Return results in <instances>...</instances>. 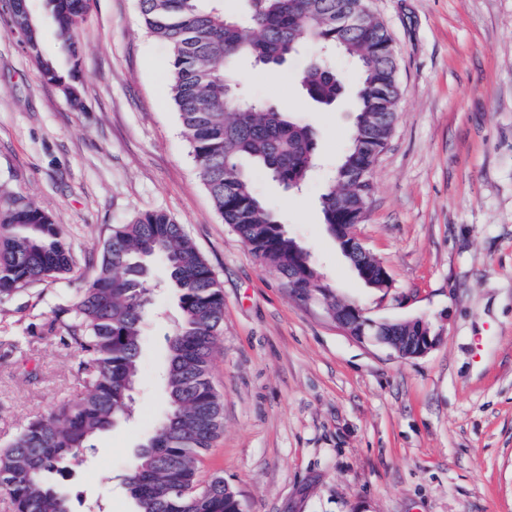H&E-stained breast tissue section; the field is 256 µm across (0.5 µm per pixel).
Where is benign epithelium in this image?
<instances>
[{
    "instance_id": "7a95c632",
    "label": "benign epithelium",
    "mask_w": 512,
    "mask_h": 512,
    "mask_svg": "<svg viewBox=\"0 0 512 512\" xmlns=\"http://www.w3.org/2000/svg\"><path fill=\"white\" fill-rule=\"evenodd\" d=\"M346 252L358 257H367L369 253L361 241L353 234H345L340 238ZM363 275L372 280H381L392 283L391 276L383 266H371L365 262L360 263ZM334 320L344 331L359 339L369 340L376 344L384 345L392 349L402 358L419 357L431 351L440 341L439 334L432 331L429 323L423 319H416L414 323L419 325V335L401 336L399 331L403 323H391L389 321H370L364 318L363 312L356 307H338ZM370 326L375 331L373 335L364 333L365 326Z\"/></svg>"
}]
</instances>
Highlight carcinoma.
<instances>
[{
	"label": "carcinoma",
	"instance_id": "cac0c4a2",
	"mask_svg": "<svg viewBox=\"0 0 512 512\" xmlns=\"http://www.w3.org/2000/svg\"><path fill=\"white\" fill-rule=\"evenodd\" d=\"M92 0H48L55 34L70 67L61 72L42 56L40 29L26 27L27 41L44 76L69 102L81 101L76 43ZM147 32L171 51V93L199 178L214 206L251 253L273 269L303 300L320 296L336 313L331 287L310 254L288 236L257 196L248 165L285 188L298 189L315 165L311 129L267 101L250 97L233 73L241 59L258 66L284 63L308 46L313 53L299 83L307 96L330 105L343 82L330 52L358 70V107L347 149L336 171L372 170L396 119L399 87L392 39L365 11V0H244L235 18L220 0H138ZM358 18L347 28L336 18ZM337 187L321 196L325 224H354L365 214L361 187L333 176ZM161 258L181 318L168 340L166 418L137 450L126 484L136 512H239L235 493L214 477L198 482V457L224 427V408L210 381L217 338L224 327L220 284L182 225L163 211L112 225L98 270L74 299L60 304L56 319L68 344L82 355V392L48 415L30 421L0 447V494L12 512H73L54 476L93 448L94 438L130 412L140 366L142 325L151 316L147 262ZM80 266L51 215L16 195L0 208V301Z\"/></svg>",
	"mask_w": 512,
	"mask_h": 512
}]
</instances>
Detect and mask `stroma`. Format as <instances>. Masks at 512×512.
Instances as JSON below:
<instances>
[{
  "label": "stroma",
  "instance_id": "obj_1",
  "mask_svg": "<svg viewBox=\"0 0 512 512\" xmlns=\"http://www.w3.org/2000/svg\"><path fill=\"white\" fill-rule=\"evenodd\" d=\"M40 55L0 13V205L17 194L50 213L83 275L0 304V446L80 391V357L55 307L96 273L113 225L146 211L182 224L224 294L211 380L224 428L198 479L223 477L244 512H512V0H367L393 39L400 100L354 228L394 286L366 288L324 224L320 199L345 151L349 91L319 110L301 51L276 70L241 61L237 81L290 110L317 140L301 192L263 171L259 197L305 248L337 303L376 321L421 318L439 333L421 357L343 331L302 301L224 224L201 184L170 93V52L137 0H96L79 37L83 110L37 59L65 65L45 0H28ZM156 314L143 333L133 415L72 462L74 512H134L124 476L168 412L162 373L180 310L154 261Z\"/></svg>",
  "mask_w": 512,
  "mask_h": 512
}]
</instances>
